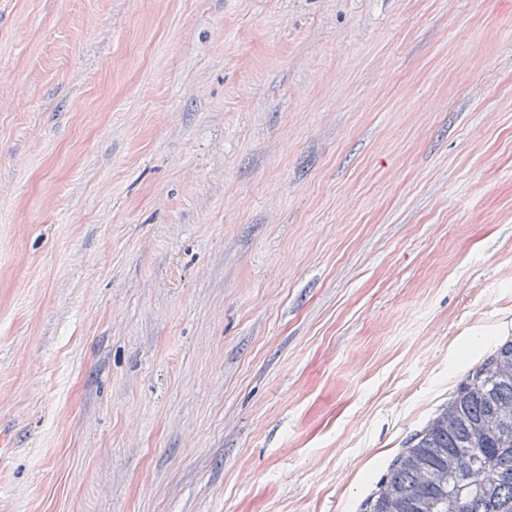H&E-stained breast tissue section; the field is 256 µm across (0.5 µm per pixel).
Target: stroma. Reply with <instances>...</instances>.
Instances as JSON below:
<instances>
[{"mask_svg": "<svg viewBox=\"0 0 512 512\" xmlns=\"http://www.w3.org/2000/svg\"><path fill=\"white\" fill-rule=\"evenodd\" d=\"M512 341V0H0V512H361Z\"/></svg>", "mask_w": 512, "mask_h": 512, "instance_id": "35a3bbf8", "label": "stroma"}]
</instances>
